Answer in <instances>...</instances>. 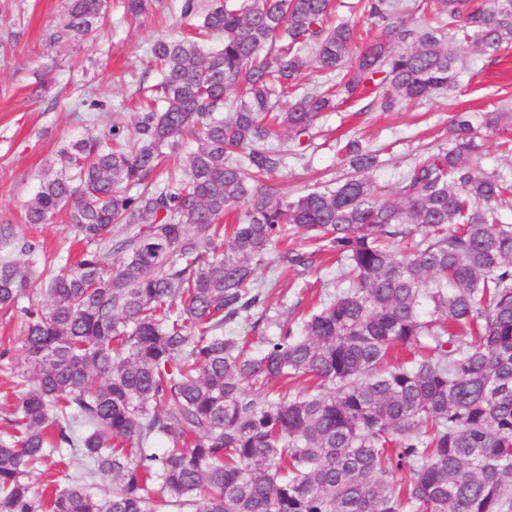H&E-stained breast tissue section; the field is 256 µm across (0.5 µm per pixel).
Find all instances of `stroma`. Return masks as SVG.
<instances>
[{"mask_svg": "<svg viewBox=\"0 0 512 512\" xmlns=\"http://www.w3.org/2000/svg\"><path fill=\"white\" fill-rule=\"evenodd\" d=\"M66 7L67 0H0V231H9L0 234V256L26 239L40 241L51 253L70 236L66 214L40 225L24 223L23 215L43 168L90 129L75 100L87 92L101 103L99 126L114 120L132 125L143 88L159 78L140 58L157 37H174L184 28L181 0H160L137 21L123 19L120 0H107L104 25L61 51L51 46L50 36ZM459 67L461 84L453 94L407 103L395 112L367 109L366 98L358 97L325 113L313 147L304 158H289L279 173L282 190L294 194L319 177L343 178L350 167L339 144L348 139L378 152L374 178L394 186L421 153L445 144L455 112L512 107V54L497 60L466 46ZM338 276L334 268L303 273L276 263L258 272L259 280L275 281L267 305L286 320L318 299L333 298Z\"/></svg>", "mask_w": 512, "mask_h": 512, "instance_id": "1", "label": "stroma"}]
</instances>
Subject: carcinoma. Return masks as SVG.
Listing matches in <instances>:
<instances>
[{
  "label": "carcinoma",
  "instance_id": "obj_1",
  "mask_svg": "<svg viewBox=\"0 0 512 512\" xmlns=\"http://www.w3.org/2000/svg\"><path fill=\"white\" fill-rule=\"evenodd\" d=\"M103 6L70 0L50 42L83 40ZM432 8L409 29L402 0H366L387 41L359 47L333 0H184L196 37L149 46L159 80L133 134L114 122L60 148L26 204L29 224L67 211L65 251L80 243L81 258L44 281L45 305L39 244L0 259V310L20 321L0 362L26 387L0 432V512H164L200 496V512H512V180L474 165L480 132L512 145V112L456 113L448 147L392 188L357 140L336 186L292 198L274 183L340 97L393 112L453 93L461 44L512 47V0ZM311 64L326 80L308 90ZM189 135L185 166L165 169ZM294 230L308 247L276 260L305 272L331 255L347 285L293 322L261 310L276 333L254 349L257 272ZM303 378L317 391L248 394ZM47 464L76 474L36 490Z\"/></svg>",
  "mask_w": 512,
  "mask_h": 512
}]
</instances>
